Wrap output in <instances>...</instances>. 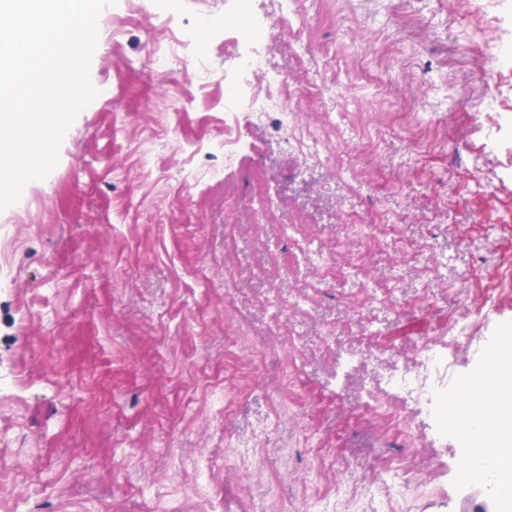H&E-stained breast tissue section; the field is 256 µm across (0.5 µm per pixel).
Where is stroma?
Masks as SVG:
<instances>
[{
    "label": "stroma",
    "instance_id": "1",
    "mask_svg": "<svg viewBox=\"0 0 512 512\" xmlns=\"http://www.w3.org/2000/svg\"><path fill=\"white\" fill-rule=\"evenodd\" d=\"M166 8L100 13L89 76L110 98L0 211V377H22L0 396V512L494 510L460 485L464 442L424 413L395 396L406 429L353 414L454 318L486 346L456 349L452 396L512 337V66L493 60L512 47V0H302L305 27L268 54L306 122L333 116L341 158L304 160L241 116L230 168L236 34L215 30L198 79L190 46L148 34ZM158 49L166 85L149 76ZM368 68L389 82L368 85ZM288 224L335 272L299 270ZM345 224L393 232L344 241ZM274 292L303 305L274 315ZM360 321L391 353L367 352ZM410 448L426 481L405 488L377 463Z\"/></svg>",
    "mask_w": 512,
    "mask_h": 512
}]
</instances>
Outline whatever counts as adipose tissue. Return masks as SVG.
I'll use <instances>...</instances> for the list:
<instances>
[{
    "label": "adipose tissue",
    "mask_w": 512,
    "mask_h": 512,
    "mask_svg": "<svg viewBox=\"0 0 512 512\" xmlns=\"http://www.w3.org/2000/svg\"><path fill=\"white\" fill-rule=\"evenodd\" d=\"M477 387L476 404L458 406L455 416L466 423V444L485 454L502 512H512V357L498 355Z\"/></svg>",
    "instance_id": "obj_1"
}]
</instances>
